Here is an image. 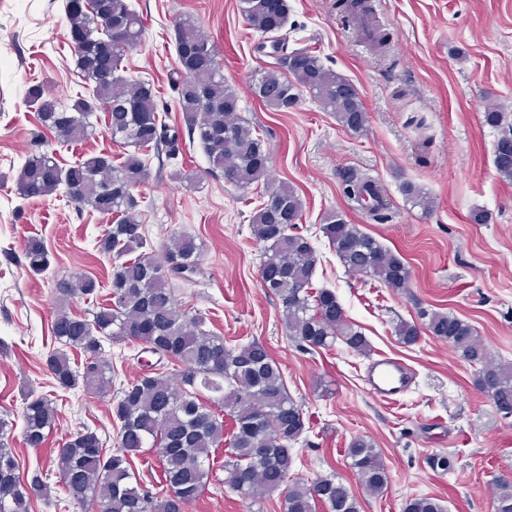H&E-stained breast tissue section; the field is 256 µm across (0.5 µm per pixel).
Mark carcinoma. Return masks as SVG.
I'll use <instances>...</instances> for the list:
<instances>
[{"label": "carcinoma", "mask_w": 512, "mask_h": 512, "mask_svg": "<svg viewBox=\"0 0 512 512\" xmlns=\"http://www.w3.org/2000/svg\"><path fill=\"white\" fill-rule=\"evenodd\" d=\"M91 12H67L70 31L81 39L72 48L78 90L68 105L46 92L42 85L29 89L28 102L36 107L41 126L54 139L73 143L93 131L100 110L111 111L112 140L135 152L121 165L106 156H93L63 168L47 153L28 156L17 179L25 199L45 198L61 190L70 202L88 205L117 223L97 241L99 251L119 259L146 246L137 219L139 201L132 188L145 177L138 150H180L178 131L160 116L157 95L149 83L120 74L125 53L142 37L144 21L128 0H92ZM336 9L358 26L376 51L387 49L390 37L376 23L372 0H337ZM240 10L250 26L264 35L280 32L287 10L270 13L265 0H240ZM276 66L263 70L254 92L264 106L276 111L297 107L303 90L332 112L339 125L359 134L366 129L368 113L353 84L325 67L308 49L289 51L283 40H272ZM108 51L112 72L105 77L99 56ZM178 104L189 138L200 143L214 171L224 180L245 189L269 176V153L239 116V98L224 82L216 44L196 26L176 27ZM484 123L498 131L494 166L498 177L512 183V154L505 141L512 139V114L499 105L487 107ZM406 199L423 208L431 201L422 189L406 181ZM272 193L283 205L286 221L277 223L263 203L251 217L254 239L264 249L262 265L284 274L281 282H261L266 294L278 299L282 321L291 340L306 350H321L341 340L348 349L364 354L369 343L349 320L336 293L314 288L317 256L308 238L299 231L304 205L296 191L282 185ZM353 202L375 201L368 214L381 223L389 219L388 206L374 180L352 175L345 188ZM322 231L348 273L368 275L394 292L410 288L411 275L403 260L374 237L349 223L342 214L324 218ZM24 257L29 270L43 273L48 251L36 238L28 240ZM201 262V246L193 235L182 233L175 244L147 261L138 256L115 266L104 304L91 317L72 313L68 304L76 297L94 300L103 285L81 276L57 283L58 310L52 333L63 349L50 353L46 366L56 387L71 390L80 385L87 393L111 392L112 367L103 358V342L136 344L179 368L180 383L164 372L144 371L121 389L113 400L112 416L120 423L119 445L107 456L97 433L78 430L55 448L52 459L67 501L84 506L94 500L112 512H190L209 485H228L253 501L276 492L283 496L284 512H360L359 501L347 482L327 475L314 481L294 479L292 447L306 425L301 405L289 394L279 363L267 346L254 340L228 346L224 338L204 329V317L177 307L173 280H187ZM417 320L402 321L396 328L405 345L415 344L422 333L444 341L472 365L480 366L475 385L490 397L497 410H512V363H498L468 322L421 302L415 303ZM79 355L71 362L67 350ZM234 429L227 456L215 465L211 450L224 442V417ZM22 441L29 448L43 447L56 431L58 412L52 395L25 398ZM10 421L0 418V512H29L32 499L49 500L40 476L24 479L7 442ZM151 452L159 465L162 487L148 486L130 463L134 455ZM346 456L360 484L370 495L384 492L388 473L373 441L359 436L349 443ZM495 512H512V478L492 484ZM403 512H445L433 496L409 498Z\"/></svg>", "instance_id": "cac0c4a2"}]
</instances>
